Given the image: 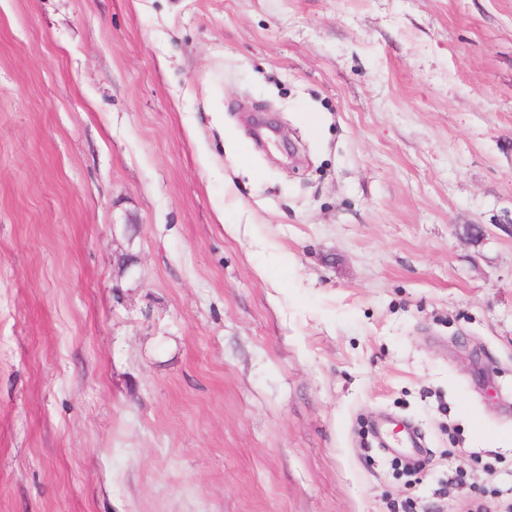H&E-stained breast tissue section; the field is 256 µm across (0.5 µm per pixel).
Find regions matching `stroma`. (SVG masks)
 Masks as SVG:
<instances>
[{
    "mask_svg": "<svg viewBox=\"0 0 512 512\" xmlns=\"http://www.w3.org/2000/svg\"><path fill=\"white\" fill-rule=\"evenodd\" d=\"M506 224L512 0H0V512L512 496Z\"/></svg>",
    "mask_w": 512,
    "mask_h": 512,
    "instance_id": "obj_1",
    "label": "stroma"
}]
</instances>
